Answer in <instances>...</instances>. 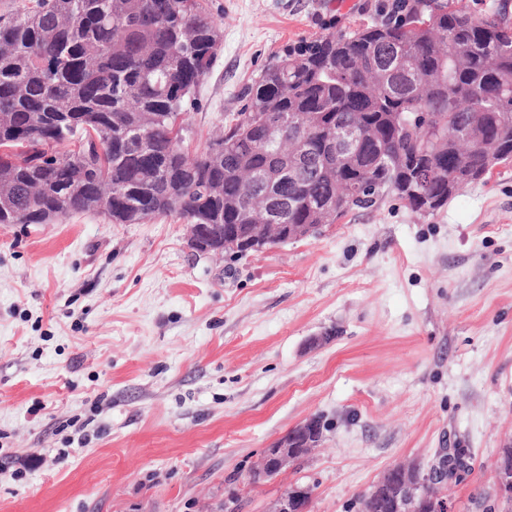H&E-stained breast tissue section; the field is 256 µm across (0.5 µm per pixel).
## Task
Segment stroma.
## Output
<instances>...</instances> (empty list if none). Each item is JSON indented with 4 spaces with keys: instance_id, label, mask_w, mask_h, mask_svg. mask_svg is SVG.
Masks as SVG:
<instances>
[{
    "instance_id": "35a3bbf8",
    "label": "stroma",
    "mask_w": 512,
    "mask_h": 512,
    "mask_svg": "<svg viewBox=\"0 0 512 512\" xmlns=\"http://www.w3.org/2000/svg\"><path fill=\"white\" fill-rule=\"evenodd\" d=\"M223 38L181 146L204 152L285 46L367 21L359 0H207ZM178 215L0 224V512H363L397 466L465 448L453 512H502L512 448V162L419 215L385 197L237 257ZM321 418L273 480L251 468ZM497 489L503 500L512 502V455L510 448L504 450L503 461L497 473ZM312 497L310 486L295 484L277 499L272 512H307Z\"/></svg>"
}]
</instances>
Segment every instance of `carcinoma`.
<instances>
[{
	"label": "carcinoma",
	"instance_id": "carcinoma-1",
	"mask_svg": "<svg viewBox=\"0 0 512 512\" xmlns=\"http://www.w3.org/2000/svg\"><path fill=\"white\" fill-rule=\"evenodd\" d=\"M222 30L205 0H37L0 18V213L141 224L176 213L249 234L331 224L384 195L444 207L512 161V27L463 0H395L377 19L284 48L244 91L236 123L193 159L178 119L196 106ZM365 137L335 151L340 130ZM438 172L418 200L416 165ZM469 453L448 464L470 472Z\"/></svg>",
	"mask_w": 512,
	"mask_h": 512
}]
</instances>
